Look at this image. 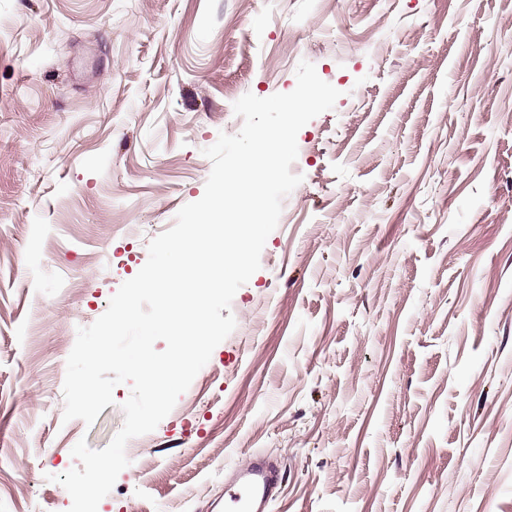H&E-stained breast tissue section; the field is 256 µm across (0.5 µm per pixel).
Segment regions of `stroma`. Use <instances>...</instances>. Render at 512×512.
<instances>
[{
  "label": "stroma",
  "mask_w": 512,
  "mask_h": 512,
  "mask_svg": "<svg viewBox=\"0 0 512 512\" xmlns=\"http://www.w3.org/2000/svg\"><path fill=\"white\" fill-rule=\"evenodd\" d=\"M303 60V180L97 512H209L254 453L273 512H512V0H0V512H68L131 392L63 421L78 328Z\"/></svg>",
  "instance_id": "obj_1"
}]
</instances>
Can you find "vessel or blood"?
Here are the masks:
<instances>
[{
  "instance_id": "vessel-or-blood-1",
  "label": "vessel or blood",
  "mask_w": 512,
  "mask_h": 512,
  "mask_svg": "<svg viewBox=\"0 0 512 512\" xmlns=\"http://www.w3.org/2000/svg\"><path fill=\"white\" fill-rule=\"evenodd\" d=\"M280 482L278 465L254 454L225 483L224 512H272Z\"/></svg>"
}]
</instances>
